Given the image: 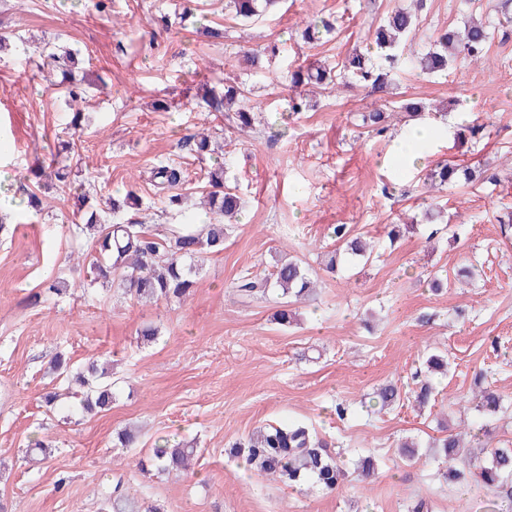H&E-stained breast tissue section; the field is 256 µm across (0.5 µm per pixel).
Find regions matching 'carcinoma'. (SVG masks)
<instances>
[{
	"mask_svg": "<svg viewBox=\"0 0 512 512\" xmlns=\"http://www.w3.org/2000/svg\"><path fill=\"white\" fill-rule=\"evenodd\" d=\"M279 0H228L227 6L235 16L243 19L258 17L272 10ZM418 16L410 10L400 8L392 11L379 23L367 27V41L374 53L352 50L342 61L339 74L353 79L373 92L386 94L392 86V75L410 66L418 67L427 74L448 71V64L460 55L472 62L485 59L491 37V22L474 19L464 30H444L422 52L412 48V33L418 26ZM51 68H40L48 75L57 72L60 83L67 85L68 103L74 110L73 126H78L80 105L86 102V90L81 80L75 78L62 57L51 53ZM292 85L305 84L322 88L333 82L331 72L321 68H308L288 75ZM204 101L210 112H222L228 122L227 128L245 131L254 123L255 113L248 105L249 91L243 84H224V91L217 92L207 84L201 85ZM388 115L374 109L362 115L363 126L381 133L385 130ZM470 181L474 170L458 164H438L426 173L431 187L438 190L454 185L459 178ZM155 186L168 191V207H179L188 191L182 171L171 165H161L152 171ZM208 205L213 222L199 232L179 229L165 237L153 233L142 223L104 224L96 210L87 211L86 223L80 230L91 239L98 257L90 264L92 282L117 285L123 292L137 300L149 302H181L193 291L196 284L197 262L224 251L228 235L227 226L240 210L241 199L231 188L224 186V167L207 171ZM340 246L330 251L327 268L335 269L341 252L359 258L365 257L366 244L352 238L345 226L333 229ZM315 288V280L309 269L293 259H282L270 275L256 274L242 277L234 286L237 296L245 300L267 298L279 299L276 320L281 325L292 322L290 299H300ZM52 368L71 376L72 381L83 388L80 406L86 413H100L111 409L114 394L108 378L107 368L95 361L72 367L63 356L52 360ZM474 395L481 409L488 414L501 410L499 394L474 381ZM400 397L397 386L388 384L377 392L378 403L383 408L393 406ZM450 461L441 476L454 484H466L474 480L500 500V506L512 509V448L501 447L489 450L487 460L470 459L468 464L453 465L461 457V437L450 433L434 443ZM233 456L242 458L268 476L289 487L312 483L326 492H334L349 481V473L336 458L327 452V444L309 427L303 424L268 426L256 431L232 446ZM197 456V449L188 442L171 443L166 439L155 445L150 454L138 461L143 471L159 474L186 470ZM111 512H162L157 506H146L140 499L116 483L110 498Z\"/></svg>",
	"mask_w": 512,
	"mask_h": 512,
	"instance_id": "obj_1",
	"label": "carcinoma"
}]
</instances>
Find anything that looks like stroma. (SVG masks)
Returning a JSON list of instances; mask_svg holds the SVG:
<instances>
[{"label":"stroma","mask_w":512,"mask_h":512,"mask_svg":"<svg viewBox=\"0 0 512 512\" xmlns=\"http://www.w3.org/2000/svg\"><path fill=\"white\" fill-rule=\"evenodd\" d=\"M226 0H0V32L13 44L0 54V192L26 199L37 189L42 213L19 206L18 230L0 234V499L14 512H104L113 477L164 512H408L425 499L431 512H494L476 484L447 485L446 462L433 449L441 425L477 432L484 448L512 447V0H422L414 41L425 45L444 27L483 16L497 28L486 62L458 59L447 75L419 69L401 74L390 93L368 94L346 79L312 95L299 113L281 75L311 64L339 71L346 55L364 48L365 28L411 0H282L255 22L236 20ZM334 21L316 42L302 33L310 21ZM220 24L224 36L209 37ZM278 53H270V46ZM263 55L243 63L242 48ZM72 53L77 75L91 87L78 131L68 127L64 91L34 69L44 49ZM246 83L259 121L250 135L197 159L184 138L202 129L223 132L224 117L202 100L180 104L184 88L225 78ZM447 104L446 122L432 127L423 160H397L393 142L407 134L401 107ZM392 118L385 135L371 134L362 115L373 108ZM480 127L458 141L457 124ZM75 139L66 191L31 173L59 142ZM181 163L192 195L170 210L146 174ZM224 164V181L244 202L223 253L198 267L193 294L182 303L143 305L121 290L88 284L91 242L79 234L87 210L134 191L135 217L165 228L191 216L205 222V170ZM465 163L469 183L439 192L423 185L428 167ZM413 229H404L406 221ZM375 243L369 262L325 269L334 225ZM401 225L389 238L390 225ZM308 264L318 277L298 319L280 326L275 304L241 302L233 288L247 274L271 270L281 255ZM447 283L430 288L433 278ZM66 279L74 294H48ZM159 338L137 336L146 324ZM73 363L112 366L116 400L110 411L73 406L66 381L48 370L56 351ZM448 356L447 375L433 379L426 408L415 401L416 371L430 354ZM505 400L484 419L471 401L476 373ZM393 382L401 399L377 411L373 395ZM63 399L46 408L44 393ZM347 412L337 417L336 404ZM289 422L312 426L332 441L341 464L373 456L372 483H347L333 493L297 489L258 475L230 454L256 427ZM136 425L137 448H119L117 430ZM198 449L194 474L142 473L143 450L161 438ZM420 448L400 454L402 440ZM52 451L31 462L35 441Z\"/></svg>","instance_id":"stroma-1"}]
</instances>
